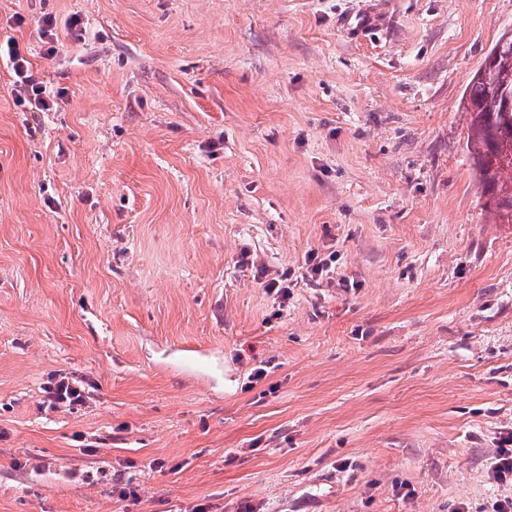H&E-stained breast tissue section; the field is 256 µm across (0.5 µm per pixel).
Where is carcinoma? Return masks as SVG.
Returning <instances> with one entry per match:
<instances>
[{
  "label": "carcinoma",
  "instance_id": "1",
  "mask_svg": "<svg viewBox=\"0 0 512 512\" xmlns=\"http://www.w3.org/2000/svg\"><path fill=\"white\" fill-rule=\"evenodd\" d=\"M504 88L512 89V42L497 50L490 70L472 77L463 93L464 107L471 112L467 145L484 194L494 197V219L512 224V109L504 111L498 104Z\"/></svg>",
  "mask_w": 512,
  "mask_h": 512
}]
</instances>
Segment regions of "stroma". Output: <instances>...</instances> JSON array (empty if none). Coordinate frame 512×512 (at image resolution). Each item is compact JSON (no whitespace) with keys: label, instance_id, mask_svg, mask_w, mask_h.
I'll use <instances>...</instances> for the list:
<instances>
[{"label":"stroma","instance_id":"stroma-1","mask_svg":"<svg viewBox=\"0 0 512 512\" xmlns=\"http://www.w3.org/2000/svg\"><path fill=\"white\" fill-rule=\"evenodd\" d=\"M509 28L512 0H0L63 94L17 104L0 62V512L512 497V224L462 105ZM59 371L84 405L46 408ZM337 261L336 253L331 252L322 258L318 252L312 251L305 261V275L311 279L327 277L336 269ZM291 283L292 280L285 273L278 277H272L264 283V288H266L267 293L274 296V301L278 303L280 311L288 307V299L291 297ZM510 447V448H508ZM512 433L502 436L498 448L492 456L490 465L493 478L497 482L512 484Z\"/></svg>","mask_w":512,"mask_h":512}]
</instances>
